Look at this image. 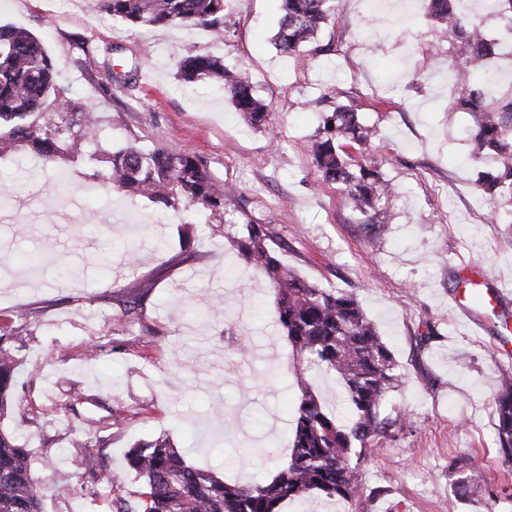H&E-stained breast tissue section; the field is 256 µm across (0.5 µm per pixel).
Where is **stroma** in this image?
<instances>
[{"label": "stroma", "mask_w": 512, "mask_h": 512, "mask_svg": "<svg viewBox=\"0 0 512 512\" xmlns=\"http://www.w3.org/2000/svg\"><path fill=\"white\" fill-rule=\"evenodd\" d=\"M336 0L322 40L335 54L284 57L273 45L279 0H224V38L202 26L137 29L99 13L94 0H0V22L34 33L72 86L112 120V144L177 148L204 162L224 189V219L267 225L290 268L321 288L353 295L389 342L400 385L384 410L401 423L359 461L358 495L310 494L285 512H512V463L496 439L491 394L512 358L498 350L499 318L451 298L459 266L479 262L512 285V223H496L498 201L477 185L492 170L473 160L475 118L453 111L451 46L426 0ZM109 50L130 87L104 97L97 59L76 65L70 39ZM198 49L223 57L269 108L251 128L208 83L176 77V61ZM356 110L374 136L364 155L393 193L370 223L307 152L335 104ZM0 163V317L26 315L29 334L10 342L21 365L12 413L0 424L34 453L44 512H111L80 464L77 443L106 438L108 467L122 492L139 483L125 463L138 443L167 437L187 459L247 482L285 459L301 391V359L275 331L264 273L245 266L204 214L156 220L158 208L94 177L80 160L26 181ZM137 248L129 258L128 245ZM109 267H102V255ZM151 290L141 321H121L117 301L140 283ZM230 428L214 446L205 432ZM481 470L485 489L462 494L450 463Z\"/></svg>", "instance_id": "1"}]
</instances>
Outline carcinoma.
Wrapping results in <instances>:
<instances>
[{
  "label": "carcinoma",
  "mask_w": 512,
  "mask_h": 512,
  "mask_svg": "<svg viewBox=\"0 0 512 512\" xmlns=\"http://www.w3.org/2000/svg\"><path fill=\"white\" fill-rule=\"evenodd\" d=\"M456 0H428V16L440 36L453 44L452 74L469 88L450 108L472 112L474 139L497 158L499 168L482 177L490 198L512 202V92L487 84L488 60L495 41L479 23L464 20ZM100 12L133 27L174 24L205 26L224 36V0H96ZM335 23L332 0H280L274 45L284 56L336 52L320 40ZM188 84L214 82L254 126L267 122V105L252 84L218 57L193 50L177 62ZM73 90L42 43L27 29L0 25V159L27 152L42 165L85 157L105 162L104 180L132 197L146 198L173 213L194 210L224 215V190L198 158L174 148L144 150L135 145L112 151L103 147L110 121ZM372 130L349 106L338 104L322 118L308 149L322 180L345 191L358 210L375 207L391 191L377 168L358 160ZM269 228L247 220L231 242L248 266L261 269L274 295L276 326L305 362L297 373L301 399L292 419L288 456L276 474L259 482L219 479L190 464L165 437L130 448L127 466L143 480L133 496L111 499L114 512H283L284 505L311 493L333 500L354 498L358 485L351 461L361 460L372 439L385 437L396 420L382 415L386 395L399 383L392 350L356 298L305 281L272 249ZM142 294L119 301L126 321L141 315ZM27 331V323L0 325V420L16 390L19 364L5 347ZM338 378L350 415L330 410L314 393L310 370ZM500 453L512 462V374L502 373L493 394ZM82 466L92 482L119 485L102 461L101 449L84 447ZM459 484L466 492L485 484L483 475L457 461ZM44 488L32 475V450L0 427V512H42Z\"/></svg>",
  "instance_id": "1"
}]
</instances>
